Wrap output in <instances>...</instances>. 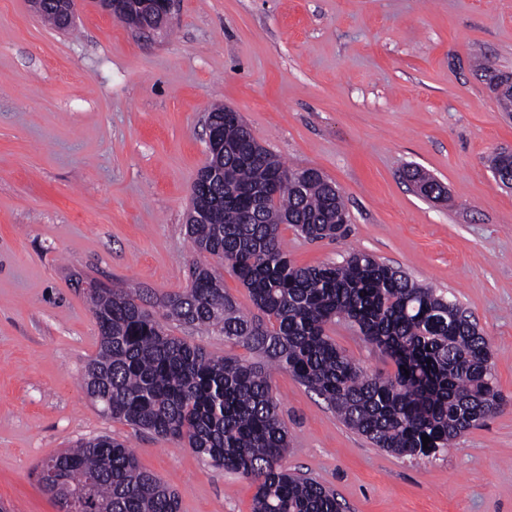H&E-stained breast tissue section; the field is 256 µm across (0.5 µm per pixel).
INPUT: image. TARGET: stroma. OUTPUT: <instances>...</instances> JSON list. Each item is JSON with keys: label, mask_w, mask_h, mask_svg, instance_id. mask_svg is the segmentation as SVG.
<instances>
[{"label": "stroma", "mask_w": 512, "mask_h": 512, "mask_svg": "<svg viewBox=\"0 0 512 512\" xmlns=\"http://www.w3.org/2000/svg\"><path fill=\"white\" fill-rule=\"evenodd\" d=\"M138 33L82 8L61 31L0 0V502L57 512L31 470L108 435L174 489L180 512H251L254 484L191 448L105 416L83 387L99 336L81 288L189 285L186 213L207 160V114L241 113L287 165L340 190L347 230L282 226L299 266L362 251L447 293L476 320L501 408L437 457L373 447L316 393L272 375L290 436L283 464L335 490L345 512H512V112L478 70L512 74V0H175ZM448 196H419L410 168ZM215 356L251 359L217 327L165 322ZM331 336L371 372L392 361L343 322Z\"/></svg>", "instance_id": "stroma-1"}]
</instances>
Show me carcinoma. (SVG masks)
<instances>
[{
    "instance_id": "obj_1",
    "label": "carcinoma",
    "mask_w": 512,
    "mask_h": 512,
    "mask_svg": "<svg viewBox=\"0 0 512 512\" xmlns=\"http://www.w3.org/2000/svg\"><path fill=\"white\" fill-rule=\"evenodd\" d=\"M54 2L44 0L41 17L58 29L65 20ZM489 79L511 110L512 76ZM207 124L224 126V139L208 142L224 181L207 186L211 207L186 224L195 255L190 288L160 307L181 325L219 327L257 359L210 356L166 334L145 307L144 290L98 282L87 298L99 349L85 367L84 387L110 418L257 482L253 512H343L333 491L283 466L290 442L271 372L291 374L374 447L429 458L502 405L488 342L459 303L370 254L294 264L280 226L311 241L343 236L339 190L314 168L290 167L265 148L254 152L240 113L216 107ZM212 259L228 266L258 314L244 313L225 294ZM336 322L355 328L395 370L367 372L327 334ZM37 476L58 512H179L175 491L109 436L48 457Z\"/></svg>"
}]
</instances>
